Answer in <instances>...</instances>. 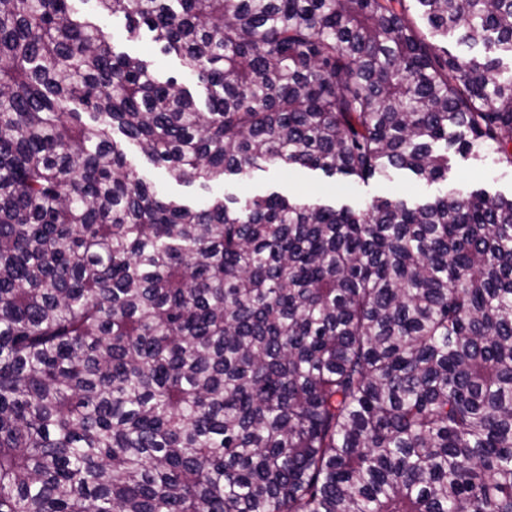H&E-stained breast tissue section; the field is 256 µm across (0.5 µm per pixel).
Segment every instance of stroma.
<instances>
[{"instance_id":"1","label":"stroma","mask_w":512,"mask_h":512,"mask_svg":"<svg viewBox=\"0 0 512 512\" xmlns=\"http://www.w3.org/2000/svg\"><path fill=\"white\" fill-rule=\"evenodd\" d=\"M78 13L98 24L110 37L116 51L144 56L160 77H178L197 98H205L203 86L184 74L176 55L163 54L148 36L129 37L124 21L99 14L96 0H74ZM122 149L128 165L165 197L182 203H194L211 195V188L201 182L179 183L172 180L165 168L150 161L131 141H123ZM447 179L431 182L407 170L393 171L360 182L342 175H327L321 170L303 166L267 165L253 170L249 176L229 175L224 180V195L245 200L254 196L279 193L310 204L338 208L362 209L375 198L400 199L410 204L425 203L451 193L485 190L492 195H512V164L490 155L483 158L450 153Z\"/></svg>"}]
</instances>
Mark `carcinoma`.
Segmentation results:
<instances>
[{"label":"carcinoma","mask_w":512,"mask_h":512,"mask_svg":"<svg viewBox=\"0 0 512 512\" xmlns=\"http://www.w3.org/2000/svg\"><path fill=\"white\" fill-rule=\"evenodd\" d=\"M512 56V0H414ZM0 0V512H512V197L165 199L512 164V68L408 0ZM92 114L94 124L82 121ZM73 6L78 13L90 18L102 28L110 37L116 52L144 56L154 65L161 78L165 79L169 76L179 78L183 86L189 88L199 102L204 104L206 96L204 87L183 72L181 62L175 54H163L146 34H141L138 38L129 37L124 20L112 15H100L95 0H74ZM117 137L128 165L162 195L182 203L198 202L217 192L241 202L254 196L279 193L309 204L334 208L349 206L357 210L365 209L374 198L400 199L417 204L445 194L480 189L490 195H512V165L497 155L475 159L448 151V179L437 182L427 181L407 170L392 171L363 183L342 175L328 176L319 169L298 165H266L246 177L226 176L221 188H208L200 181L179 183L172 180L165 168L150 161L135 143L121 135Z\"/></svg>","instance_id":"cac0c4a2"}]
</instances>
